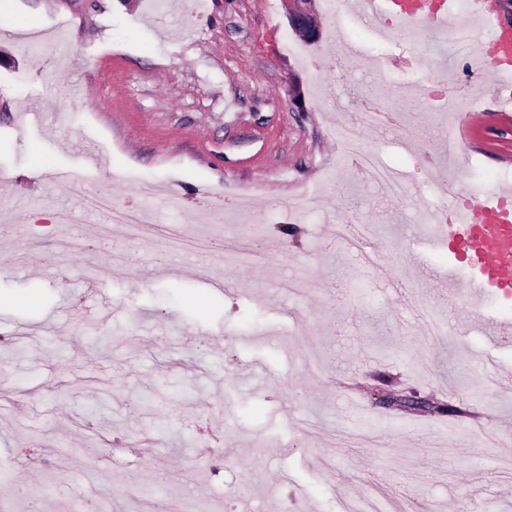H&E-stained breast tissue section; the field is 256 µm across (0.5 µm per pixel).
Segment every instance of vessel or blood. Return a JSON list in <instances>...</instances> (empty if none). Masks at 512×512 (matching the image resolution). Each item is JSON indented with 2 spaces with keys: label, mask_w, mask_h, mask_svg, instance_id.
<instances>
[{
  "label": "vessel or blood",
  "mask_w": 512,
  "mask_h": 512,
  "mask_svg": "<svg viewBox=\"0 0 512 512\" xmlns=\"http://www.w3.org/2000/svg\"><path fill=\"white\" fill-rule=\"evenodd\" d=\"M359 17L379 26L384 17L402 22L417 17L429 25L446 22L436 0H353ZM495 38L488 56L493 65L512 64V26L495 23ZM438 238L467 263L464 291L471 297L492 293L512 295V194H493L451 205L435 227Z\"/></svg>",
  "instance_id": "obj_1"
}]
</instances>
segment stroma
<instances>
[{
  "mask_svg": "<svg viewBox=\"0 0 512 512\" xmlns=\"http://www.w3.org/2000/svg\"><path fill=\"white\" fill-rule=\"evenodd\" d=\"M307 8L312 42L286 0H0V474L40 473L0 512H512V335L483 325L512 304L449 299L425 218L445 179L512 190V105L490 68L441 65L431 27ZM440 82L481 112L430 100ZM363 97L397 115L358 139L404 199L336 138ZM98 189L146 229L83 210ZM384 376L466 412L381 402ZM308 0H289L288 2L293 5L289 12V22L291 27L302 37L314 41L320 34V24L317 17L300 8L299 3L307 2Z\"/></svg>",
  "mask_w": 512,
  "mask_h": 512,
  "instance_id": "1",
  "label": "stroma"
}]
</instances>
